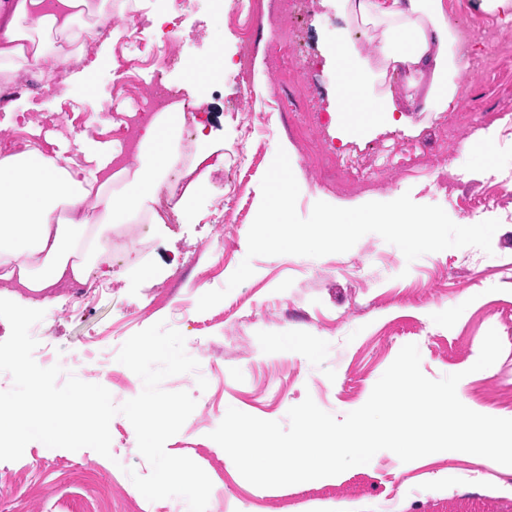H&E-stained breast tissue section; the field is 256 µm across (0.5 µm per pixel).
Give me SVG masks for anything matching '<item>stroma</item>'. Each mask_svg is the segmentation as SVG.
<instances>
[{"instance_id":"stroma-1","label":"stroma","mask_w":512,"mask_h":512,"mask_svg":"<svg viewBox=\"0 0 512 512\" xmlns=\"http://www.w3.org/2000/svg\"><path fill=\"white\" fill-rule=\"evenodd\" d=\"M224 2L229 9L221 13L213 0H191L176 38L180 55L198 66H211L217 53L226 58L217 80L121 67V15L136 11L155 20L172 10L173 0H112L113 22L82 60L92 68L87 81H65L56 93L37 97L21 93L0 117V141L20 143L34 133L33 118L69 103L74 113L57 126L65 137L84 132L118 142L122 127L105 121L80 128L79 113L95 111L104 100L126 109L124 93L144 94L162 81L205 100L214 116L210 146L224 159L192 196L188 215L165 231L151 229L136 251L113 264L111 281L93 303L76 312L65 289L48 292L34 335L39 349L63 375L102 385L119 405L143 389L118 362L121 346L160 321L176 328L199 367L166 378L162 387L188 392L196 407L165 450L190 458L208 475L207 512H308L335 505L351 512H512V471L497 474L503 490L484 488L482 466L465 454L433 453L402 473L382 450L369 467L333 479L260 488L225 461L210 437L231 407L285 426L289 409L309 397L344 419L366 403L410 343L419 349L426 377L469 371L467 399L512 414V21L482 12L477 0H446L467 61L456 109L415 111L397 76L395 103L407 123L355 134L349 113L336 109V33L349 28L351 42L372 57L379 30L345 25L333 0H299L293 20L289 0H261V21L246 41L233 15L246 13L251 0ZM308 95L315 103L310 111L302 105ZM247 125L253 129L248 137ZM492 127L500 130L495 155L466 149ZM280 149L300 188V217L319 201L387 202L407 193L415 203L441 206L459 225L498 219L492 250L449 248L409 262L398 247L369 233L344 253L248 257L261 180ZM232 192L240 198L237 210L223 223H209L216 201ZM246 259L252 276L213 308L198 311L199 297L227 288ZM491 330L503 351L489 370L472 371ZM286 337L293 347L275 349ZM110 433L107 458L89 448L49 451L33 441L20 459L0 461V512H188L183 498L151 502L133 484L132 475H149L151 467L124 415L112 419Z\"/></svg>"}]
</instances>
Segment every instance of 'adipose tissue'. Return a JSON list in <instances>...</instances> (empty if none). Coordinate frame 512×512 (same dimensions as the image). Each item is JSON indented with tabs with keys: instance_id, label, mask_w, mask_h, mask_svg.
<instances>
[{
	"instance_id": "adipose-tissue-1",
	"label": "adipose tissue",
	"mask_w": 512,
	"mask_h": 512,
	"mask_svg": "<svg viewBox=\"0 0 512 512\" xmlns=\"http://www.w3.org/2000/svg\"><path fill=\"white\" fill-rule=\"evenodd\" d=\"M0 0V71L27 57L47 56L52 34L71 32L87 0ZM347 22L381 28L377 59L361 57L349 41L336 50V84L354 111L393 115L394 92L371 102L367 85L403 72L420 99V111L449 112L458 100L465 69L455 51L458 37L445 0H336ZM33 41L26 50L25 41ZM174 135L162 117L142 129L139 165L111 170L112 145L88 138L75 156L48 153L39 145L0 148V288L39 295L64 281H85L107 264L113 225L130 224L147 210L174 160Z\"/></svg>"
}]
</instances>
